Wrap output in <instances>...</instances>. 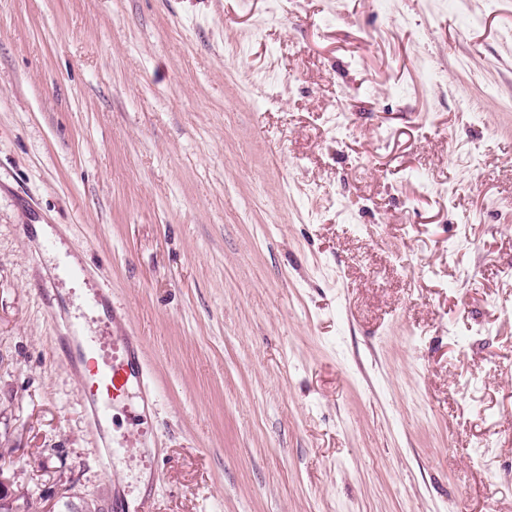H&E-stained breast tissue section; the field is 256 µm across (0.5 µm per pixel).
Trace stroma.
I'll return each mask as SVG.
<instances>
[{"label":"stroma","mask_w":512,"mask_h":512,"mask_svg":"<svg viewBox=\"0 0 512 512\" xmlns=\"http://www.w3.org/2000/svg\"><path fill=\"white\" fill-rule=\"evenodd\" d=\"M66 254L143 339L140 424L51 353ZM510 265L512 0H0V465L33 512H512Z\"/></svg>","instance_id":"1"}]
</instances>
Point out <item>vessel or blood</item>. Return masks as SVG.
I'll return each instance as SVG.
<instances>
[{
  "mask_svg": "<svg viewBox=\"0 0 512 512\" xmlns=\"http://www.w3.org/2000/svg\"><path fill=\"white\" fill-rule=\"evenodd\" d=\"M85 305L88 312L96 314L101 327L99 335L87 336L82 324L75 322L70 326L72 332L83 336L76 347V357L92 362L89 375L83 378L86 403L97 419L106 420L111 415L113 400L134 390L139 402L132 414L142 416L153 406L155 397L145 380L140 337L125 328L126 310L113 302L110 290L92 289Z\"/></svg>",
  "mask_w": 512,
  "mask_h": 512,
  "instance_id": "b4317fda",
  "label": "vessel or blood"
}]
</instances>
